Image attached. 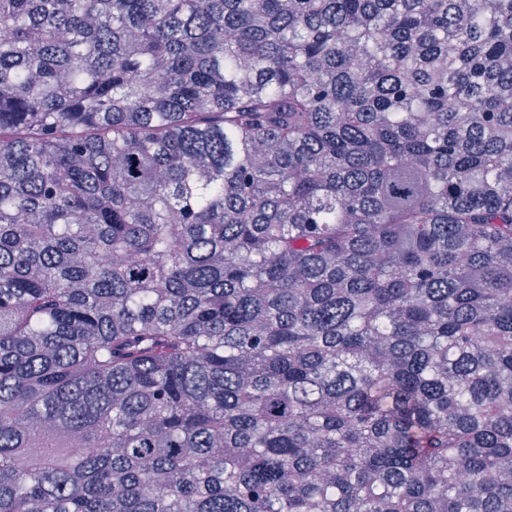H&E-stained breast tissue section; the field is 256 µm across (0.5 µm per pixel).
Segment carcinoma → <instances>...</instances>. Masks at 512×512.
<instances>
[{
	"label": "carcinoma",
	"instance_id": "cac0c4a2",
	"mask_svg": "<svg viewBox=\"0 0 512 512\" xmlns=\"http://www.w3.org/2000/svg\"><path fill=\"white\" fill-rule=\"evenodd\" d=\"M0 512H512V0H0Z\"/></svg>",
	"mask_w": 512,
	"mask_h": 512
}]
</instances>
